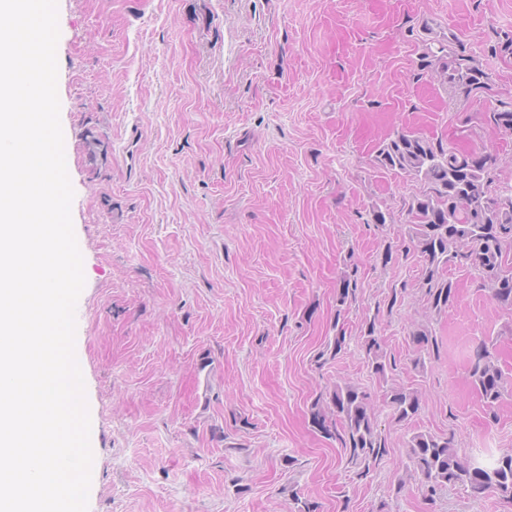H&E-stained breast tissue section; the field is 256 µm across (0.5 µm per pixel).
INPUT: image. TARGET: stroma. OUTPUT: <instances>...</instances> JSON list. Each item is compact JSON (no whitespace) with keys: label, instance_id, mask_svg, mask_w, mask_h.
I'll use <instances>...</instances> for the list:
<instances>
[{"label":"stroma","instance_id":"obj_1","mask_svg":"<svg viewBox=\"0 0 512 512\" xmlns=\"http://www.w3.org/2000/svg\"><path fill=\"white\" fill-rule=\"evenodd\" d=\"M60 120L85 286L75 357L91 418L89 512H512L461 488L427 497L414 433L459 454L512 451V309L477 271L430 308L403 222L420 186L376 168L399 129L497 156L480 121L512 101V0H57ZM453 33L490 74L453 100L418 68L422 26ZM391 213L378 226L374 210ZM356 273L334 336L337 289ZM392 367L373 373L366 322ZM439 348L422 354L411 331ZM490 344L507 391L487 407L468 362ZM370 396L388 453L367 476L312 422L317 396ZM418 392L397 420L390 387ZM356 273L345 274L341 280L340 287L337 292V302L339 306L342 308H338L336 321L334 323L333 329L336 330V334L333 338V341L327 344L326 350H323L317 356V362L320 365H323L327 362L328 359H335L338 354L342 352V350L346 347V330L344 328V314L348 305L356 301L358 295V280L355 278ZM341 316H343V322L340 325ZM326 355H329L327 358H324Z\"/></svg>","mask_w":512,"mask_h":512}]
</instances>
